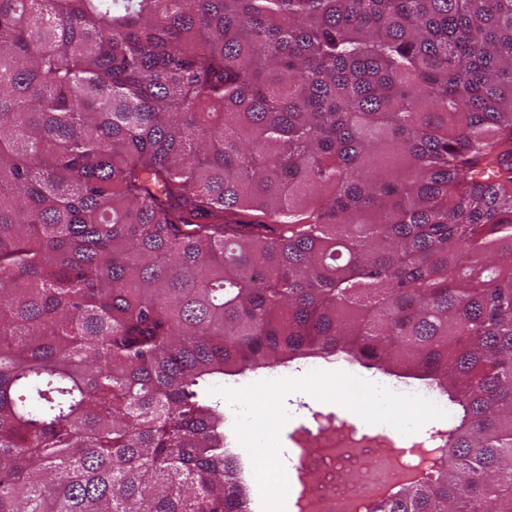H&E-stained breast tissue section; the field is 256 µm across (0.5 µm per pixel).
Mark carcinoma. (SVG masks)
Here are the masks:
<instances>
[{
    "mask_svg": "<svg viewBox=\"0 0 512 512\" xmlns=\"http://www.w3.org/2000/svg\"><path fill=\"white\" fill-rule=\"evenodd\" d=\"M309 358L455 406L365 512H512V0H0V512H250ZM335 364H327V362L319 359H307V360H301L299 363L294 364L292 367L286 369L283 367H276V368H266V369H260L256 373L248 374L245 377H224V384H220L216 386L217 388H223V389H238L241 388L251 382L258 381V380H277V379H283L286 375L290 376H303L310 370H319L321 366L324 365H331V366H339L336 363H341L345 365L342 362H333ZM295 366H299V368L295 369ZM347 366V365H345ZM287 377V378H288ZM215 387V388H216ZM213 401L219 402L220 409L224 410V417H226V419L224 420V432L227 436L228 441L231 444L230 445L231 448H237V450L242 454V457L243 458L246 457L251 462L249 455L247 454L245 449L240 445V443L238 442V439L236 437V434L234 431L235 419L229 415L228 410H227V407L229 405H234V404H232L230 402V400L222 394L213 395Z\"/></svg>",
    "mask_w": 512,
    "mask_h": 512,
    "instance_id": "cac0c4a2",
    "label": "carcinoma"
}]
</instances>
